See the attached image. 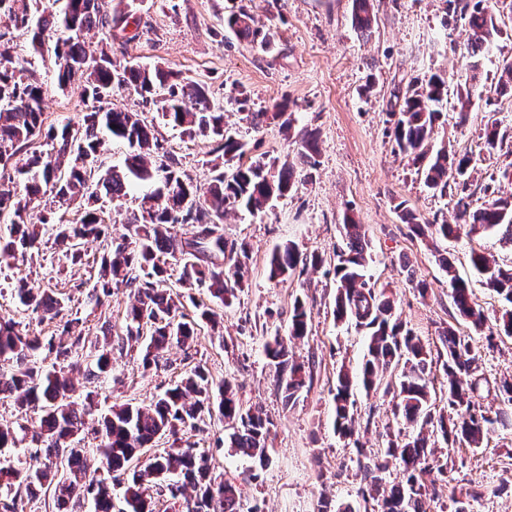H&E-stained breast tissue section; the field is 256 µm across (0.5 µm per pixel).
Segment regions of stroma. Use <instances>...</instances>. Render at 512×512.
I'll return each mask as SVG.
<instances>
[{
    "label": "stroma",
    "mask_w": 512,
    "mask_h": 512,
    "mask_svg": "<svg viewBox=\"0 0 512 512\" xmlns=\"http://www.w3.org/2000/svg\"><path fill=\"white\" fill-rule=\"evenodd\" d=\"M235 5V0H133L129 11L139 35L127 44L112 41V55L121 61L162 63L204 86L210 98L223 105L225 124L248 142L253 156L290 162L297 184L288 197L270 202L258 215H225V236L249 246L246 285L227 305L203 289L184 304L190 315L198 301L213 308L224 318L222 332L200 324L190 348H170L159 367L148 371L142 368L139 345L113 348L112 372L99 388L92 412L100 414L115 403L149 402L187 368L203 365L214 383L230 380L243 406L259 409L273 423L270 462L259 479L249 483L242 480L247 460L225 443L228 429L222 417L212 416L200 431L187 436L208 454L215 476L240 484L245 512H317L324 501L332 512L347 505L364 512L363 466L386 462L385 483L400 480L398 465L386 460L384 451L388 438L405 424L395 416L389 398L359 390L355 444L334 431L331 391L336 372L343 365L359 368L366 353L364 333L338 323L333 313V265L343 224L351 218L362 225L371 283L393 294L397 316L427 349L440 350L439 334L450 325L470 337L478 353L475 376L491 382L512 377V337L498 333L505 302L483 285L469 262L475 250L512 266V243L493 231L434 243L413 236L400 219L407 208L431 223H450L460 195H468L475 209L495 198H512V150H487L482 139L491 118L512 134V95L496 91L502 62L512 59V24H503L502 35L475 61L492 94L473 100L469 122L461 127L458 94L474 61L466 50L468 27L449 13L446 0H376L375 20L365 35L352 25L353 0H253L256 27L278 33L270 53L238 40L225 28L224 16ZM8 49L14 60L40 77L46 124L78 123L92 99L77 89H59L50 63L31 54L26 33L14 32ZM434 73L447 81L448 103L433 144L471 157L474 171L463 192L452 187L443 195L429 189L422 171L398 152L390 134L387 102L394 87ZM242 92L254 112H268L275 102L288 101L295 128L307 127L318 135L315 166L305 163L298 140L278 122L268 121L258 130L239 122L236 98ZM101 105L139 113L154 124L163 152L178 157L194 183L209 181L210 162L217 155L214 139L191 138L165 126L131 91H116ZM289 241L304 255L320 257L321 263L284 281L270 279L271 252ZM82 251L79 265L48 247L21 268L0 269V317L50 335L53 322L39 321L25 311L10 284L23 276L32 288L61 292L69 310L82 320L88 338L84 357L90 362L104 341L102 323L120 330L133 295L122 287L113 290L104 306H86L85 295L93 286L91 265L99 249L88 242ZM442 255L452 263V271L440 265ZM452 274L468 282L473 301L486 316L484 331L474 330L456 313L448 284ZM419 280L428 283L427 293L416 289ZM298 297L311 311V327L305 338L292 339L288 324ZM489 331L498 335L492 347L485 340ZM276 336L286 338L294 360L313 367L309 391L292 406L285 405L274 382L275 368L263 352L266 341ZM433 452L451 472L438 498L427 500L430 512H453L457 499L468 502L470 512H512V422L497 426L480 447L451 448L439 439Z\"/></svg>",
    "instance_id": "stroma-1"
}]
</instances>
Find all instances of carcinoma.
I'll return each instance as SVG.
<instances>
[{
    "label": "carcinoma",
    "instance_id": "carcinoma-1",
    "mask_svg": "<svg viewBox=\"0 0 512 512\" xmlns=\"http://www.w3.org/2000/svg\"><path fill=\"white\" fill-rule=\"evenodd\" d=\"M453 12L460 13L469 29L467 51L473 57L483 53L502 35L499 0H448ZM105 0H64L57 12L42 5V0H0V16L8 17L17 30L31 34L33 54L53 55L56 83L61 89L78 87L96 102L114 90H131L143 103L156 107L159 119L183 133L210 135L219 140L218 162L211 166L206 185L193 183L178 158L164 154L156 165L153 154L160 143L154 126L135 112L103 109L96 105L83 113L74 127L45 126L44 89L36 72L13 62L8 50L0 51V162H14L9 186L0 188V215L10 216L7 236L0 235V268L10 267L42 251L52 243L68 261H83L79 245L86 240L102 244L94 288L86 295L99 307L112 296V289H131L134 301L126 310L125 327L117 335L119 347L146 339L142 366L158 365L163 352L176 344L188 347L197 335L198 320L217 324V315L202 305L191 317L164 288L167 267L173 260L181 268L182 287L206 289L210 296L228 303L243 288L249 247L243 241L224 237V214L246 211L253 214L272 199L283 197L296 186L293 166L261 155L250 156V148L229 128L224 127V108L212 104L206 90L181 78V73L155 65L117 63L106 48L93 49L86 34L97 30L102 41L111 40L126 30L129 13L117 6L104 8ZM352 23L362 32L371 30V0H353ZM224 27L242 40L269 53L275 49L276 33L261 32L254 26L251 7L241 4L224 16ZM66 37H59V33ZM477 65H471L468 86L460 90L459 124L468 119L473 95H483ZM448 101L445 79L432 74L424 81L409 82L395 88L387 111L396 117L391 130L399 151L413 164L425 168V183L445 193L448 179L467 188L471 158L448 153L444 147L430 148L436 123ZM248 98L237 99L241 120L255 128L280 119L291 129L293 113L286 101L273 104L272 112L246 111ZM298 138L305 155L318 151L314 131L302 128ZM482 138L491 149L509 140L507 131L495 120L487 121ZM121 142L129 151L123 161L102 171L97 156L106 142ZM140 188L138 207L124 220L125 232L112 237V224L94 204L106 196L123 198ZM51 193L63 204L87 203L79 221L55 222L50 213L39 210V199ZM402 219L416 237L446 239L456 237L463 227L470 233L492 229L512 241V200L497 198L485 207L470 210L458 202L453 224L419 221L410 211ZM190 224L191 238L178 235L176 225ZM346 243L336 250L334 275L336 296L334 316L367 331L364 361L356 373L344 366L336 376L333 402L336 432L354 435V390L366 394L392 396L395 408L412 432L401 439L387 441L385 454L398 462L402 478L389 490H381L384 467L363 466L368 488L362 497L377 502L378 512H426L423 496L438 493L436 482L444 468L435 463L430 439L441 438L449 447H479L496 423H505L512 414V380L497 383L504 410L491 418L476 404L480 381L464 380L475 362L473 347L452 327L443 329L439 339L444 348L432 358L431 351L414 332L393 315V301L383 290L370 284L365 269L367 243L360 225H343ZM470 262L483 277L484 284L512 304V267L501 266L492 255L474 252ZM306 264L293 244L276 247L269 259V277L286 279L299 265ZM451 297L459 315L477 330L483 328L484 315L471 302L465 281L450 280ZM19 303L33 314L57 319L54 335L44 340L20 329V323L0 317V398L16 397L20 407L36 414L32 433L19 424L0 423V488L7 498L0 499V512H8L18 500L52 498L54 512H153V493H163L182 501L183 512H241V489L213 475L206 458L192 448L163 451L140 462L147 449L162 438L173 443L200 430L205 416L213 411L224 417L233 429L229 447L250 462L245 479L254 481L258 471L270 461L271 422L260 412L245 409L229 382L219 388L221 399L213 402V381L204 367L196 365L155 396L147 404H113L95 426L88 425L86 411L78 407L76 388L68 372L83 357L86 337L76 331L80 318L67 313L65 299L54 292L35 293L24 279L12 288ZM311 312L297 298L293 304L288 333L293 338L308 335ZM56 352L59 367L45 369L34 359L42 345ZM265 356L276 369V386L285 404L295 403L308 390L311 371L292 360L284 341L275 336L264 345ZM441 367L448 382V412H435L432 402L433 368ZM112 369V341L98 349L93 363L83 372L85 383L100 386ZM98 439L97 473L87 476L86 449L74 445L85 434ZM28 442L35 454L44 458L43 468L23 472L14 464L12 453ZM125 485L124 507L117 510L110 485ZM191 495H186L187 490Z\"/></svg>",
    "mask_w": 512,
    "mask_h": 512
}]
</instances>
